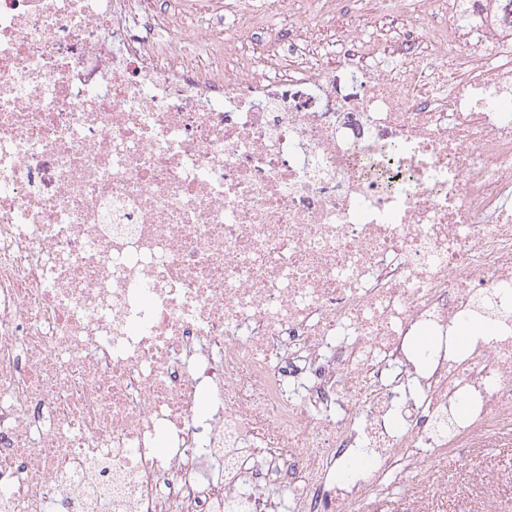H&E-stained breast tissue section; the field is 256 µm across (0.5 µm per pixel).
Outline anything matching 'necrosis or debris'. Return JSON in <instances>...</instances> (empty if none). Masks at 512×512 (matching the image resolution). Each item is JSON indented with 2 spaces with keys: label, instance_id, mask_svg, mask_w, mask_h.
Segmentation results:
<instances>
[{
  "label": "necrosis or debris",
  "instance_id": "1",
  "mask_svg": "<svg viewBox=\"0 0 512 512\" xmlns=\"http://www.w3.org/2000/svg\"><path fill=\"white\" fill-rule=\"evenodd\" d=\"M347 3L0 0V512H343L512 428V299L451 335L512 288V0H373L425 22L335 73Z\"/></svg>",
  "mask_w": 512,
  "mask_h": 512
}]
</instances>
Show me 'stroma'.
<instances>
[{
    "instance_id": "35a3bbf8",
    "label": "stroma",
    "mask_w": 512,
    "mask_h": 512,
    "mask_svg": "<svg viewBox=\"0 0 512 512\" xmlns=\"http://www.w3.org/2000/svg\"><path fill=\"white\" fill-rule=\"evenodd\" d=\"M420 15L373 18L363 0H351L347 11L336 15L326 34L346 35L355 27L371 25L385 36L405 27L420 25ZM495 482L492 496L480 492L484 478ZM390 489L371 503L365 512H407L409 493L420 499V512H512V438L500 437L484 447L471 449L462 460L429 458L425 470L411 474L402 468L389 470Z\"/></svg>"
}]
</instances>
